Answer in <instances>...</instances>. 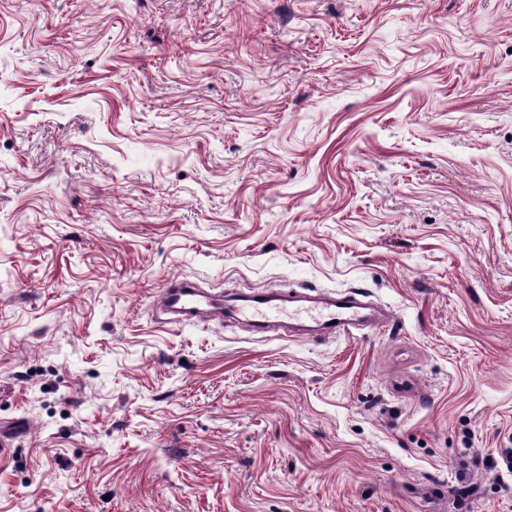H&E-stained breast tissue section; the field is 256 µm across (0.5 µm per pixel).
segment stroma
I'll use <instances>...</instances> for the list:
<instances>
[{"mask_svg":"<svg viewBox=\"0 0 512 512\" xmlns=\"http://www.w3.org/2000/svg\"><path fill=\"white\" fill-rule=\"evenodd\" d=\"M0 430V512H512V0H0ZM206 296L187 282H168L162 289V306L176 316L177 322L200 321L205 316H224L222 299ZM266 293H254L242 305L241 311L253 318H261L257 321L259 325H269L270 316L283 311L284 306L274 303ZM358 302L340 298L321 306L318 313L319 319L315 321L318 327L334 334L340 330H346L362 322V316L358 309Z\"/></svg>","mask_w":512,"mask_h":512,"instance_id":"35a3bbf8","label":"stroma"}]
</instances>
